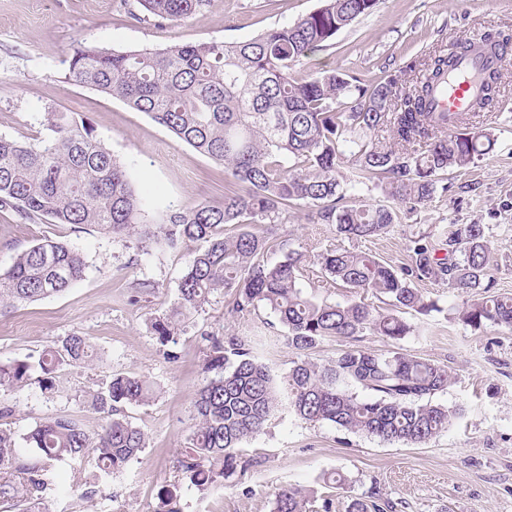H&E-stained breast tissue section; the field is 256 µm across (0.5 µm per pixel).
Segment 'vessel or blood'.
<instances>
[{
    "label": "vessel or blood",
    "instance_id": "b4317fda",
    "mask_svg": "<svg viewBox=\"0 0 512 512\" xmlns=\"http://www.w3.org/2000/svg\"><path fill=\"white\" fill-rule=\"evenodd\" d=\"M468 50L458 56L446 82L440 85L433 99L437 112H466L483 93V86L490 73L502 72L503 58L483 50L479 41L468 40Z\"/></svg>",
    "mask_w": 512,
    "mask_h": 512
}]
</instances>
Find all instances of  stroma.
<instances>
[{"mask_svg": "<svg viewBox=\"0 0 512 512\" xmlns=\"http://www.w3.org/2000/svg\"><path fill=\"white\" fill-rule=\"evenodd\" d=\"M321 0H208L188 19H140L136 0H0V136L30 142L39 137L40 112L54 107L87 117L98 138L124 166L147 200L145 225L156 230L167 208H189L224 196V169L143 113L121 100L66 78L74 52L84 45L107 50L162 48L174 43L247 40L292 22ZM512 27V0H380L375 10L333 37L304 77L336 70L372 82L409 64L433 46H453L459 35L473 37ZM508 94L496 111L478 118L474 130L489 134L491 151L448 172V192L414 212L400 211L390 233L369 242L385 262L406 261L414 234L440 244L455 224L487 225L497 267L494 290L512 294V62L503 73ZM305 205L289 207L279 236L291 248L316 252L326 246L353 249L334 226L314 224ZM49 237L81 252L86 269L63 294L0 311V363L38 355L67 336L87 338L94 360L59 371L54 390L44 389L40 371L8 397L11 411L0 428L23 437L40 421L59 415L83 420L89 433L101 429L100 414L88 408L92 393L118 372L154 381L148 402L124 414L148 436L147 445L125 470L93 478L89 460L56 463L68 490L45 493L48 512H95L84 499L96 491L107 512H163L161 493L172 490L179 512H272L279 488L310 490L312 512H346L351 500L377 495L395 512H512V332L473 328L455 314L460 299L447 286L421 282L437 311L407 313L416 327L399 346L403 352L444 364L453 379L438 403L457 408L447 430L426 444L386 443L347 432L332 423L308 422L281 406L263 432L243 441V457L254 459L246 472L201 495L177 468L195 420L194 394L204 380V334L250 336L271 323L277 347L268 359L276 377L287 376L295 352L280 342L275 316L259 310L246 320L231 318L229 299L215 293L183 324L174 341H160L151 320L174 307L178 284L200 244L188 241L171 250H141L136 238L115 239L96 228H75L47 220L23 222L0 211V267L23 249ZM148 280L152 290L138 282ZM346 477L334 489L324 474ZM331 510H324V502Z\"/></svg>", "mask_w": 512, "mask_h": 512, "instance_id": "stroma-1", "label": "stroma"}]
</instances>
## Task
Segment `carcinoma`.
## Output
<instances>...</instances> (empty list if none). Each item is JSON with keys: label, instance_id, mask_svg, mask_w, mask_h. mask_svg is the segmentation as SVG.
Returning a JSON list of instances; mask_svg holds the SVG:
<instances>
[{"label": "carcinoma", "instance_id": "1", "mask_svg": "<svg viewBox=\"0 0 512 512\" xmlns=\"http://www.w3.org/2000/svg\"><path fill=\"white\" fill-rule=\"evenodd\" d=\"M147 16L179 21L198 14L206 0H137ZM379 0H323L291 24L235 42L178 43L163 49L126 52L95 46L78 49L68 62V79L123 101L165 127L200 154L224 167L231 182L224 199L192 208H173L160 225L170 249L184 241L204 243L187 265L170 314L152 323L168 340L182 317L201 309L209 297L230 295L228 313L246 319L265 307L286 330L297 354L286 377L288 404L301 419L326 421L383 442L421 445L448 429L456 410L436 402L452 381L448 367L395 351L354 344L367 336L397 342L414 331L403 314H426L437 306L416 283L430 281L459 292L458 317L481 328L512 331V296H485L494 257L487 225L456 224L436 248L429 236L413 238L407 262L394 267L362 250L328 246L309 255L283 247L263 229L292 203L316 208L323 224L357 242H370L396 224L386 204L357 206L352 196L376 176L385 199L413 211L432 200L450 168H462L487 150L470 131L472 119L501 101V83L491 74L483 96L469 112L432 111L431 95L445 80L457 54L434 47L375 82L336 71L298 79L295 69L325 49L336 33L370 14ZM492 53L512 51V32L483 34ZM43 136L36 143L0 137V210L22 220L94 227L114 238L139 233L144 198L123 165L95 135L87 119L47 107ZM348 164L349 174L341 167ZM239 232L227 235V227ZM444 256H438V250ZM84 256L64 242L45 239L0 270V309L60 295L81 279ZM335 285L383 297L376 310L359 301L330 302L304 294L302 282ZM326 337L353 340L326 363L310 352ZM204 358L208 373L193 407L196 425L178 460L179 470L202 492L220 487L254 461L239 454L240 444L261 432L280 402L268 365L248 336H211ZM93 356L85 337L72 334L41 351L35 362L0 364V392L22 387L34 368L47 389L56 372ZM151 384L130 372L112 376L92 395L89 408L106 419L91 437L83 423L59 416L36 425L24 437L35 449L21 455L13 432L0 429V502L17 512H47L44 493L52 463L93 453L105 475L122 470L146 448L144 432L120 415L126 405L151 398ZM310 494L281 488L273 512H309ZM386 502L354 500L348 512H384Z\"/></svg>", "mask_w": 512, "mask_h": 512}]
</instances>
